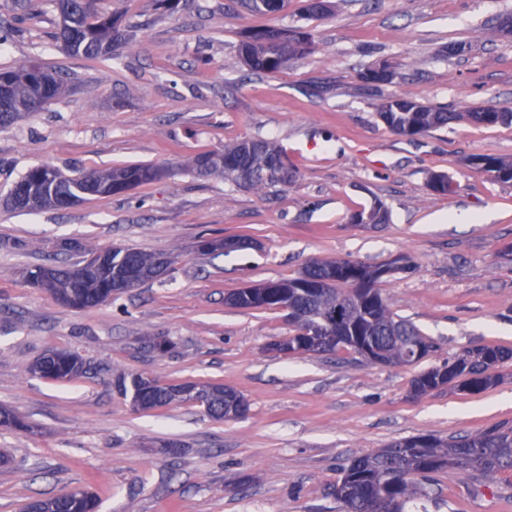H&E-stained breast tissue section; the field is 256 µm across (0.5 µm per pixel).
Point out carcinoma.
<instances>
[{
    "mask_svg": "<svg viewBox=\"0 0 512 512\" xmlns=\"http://www.w3.org/2000/svg\"><path fill=\"white\" fill-rule=\"evenodd\" d=\"M59 12L57 39L61 47L74 55L96 58L132 39L131 27L119 28L112 16L99 11L98 0H52ZM251 14L268 15L285 11L288 0H240ZM331 0H303L301 19L311 20L330 13ZM313 37L305 25L285 29L263 27L246 31L239 41V53L253 71L275 73L288 61L311 51ZM22 66L0 70V128L22 116L17 106L33 98L49 103L56 98L63 80L42 71L43 80L22 77ZM377 115L393 132L417 136L451 123L466 121L474 125L512 124V111L492 108L452 112L448 109L415 101L409 97L392 98L377 108ZM473 168L498 183H512V158L477 155L469 159ZM187 167L199 175H218L239 187L257 192L284 187L296 177L288 165L283 148L274 141L244 138L224 146L222 151H205L193 156ZM168 170L157 165L116 166L105 171H89L68 176L60 169L42 164L30 168L13 184L6 207L20 213L63 210L86 196H110L125 193L142 184L162 179ZM436 193L452 195L455 186L444 172L429 178ZM34 194L37 205L31 208L18 203L22 194ZM245 241L229 236L204 239L195 249L205 255L217 250L242 247ZM107 263L77 282L73 269L87 263L82 260L63 266H36L27 272V280L49 293L61 305L84 310L106 303L120 295L112 281L129 276L141 286L166 272L157 264L159 254L147 253L130 246L105 249ZM406 266L370 265L353 259H320L305 265L297 276L271 281L263 288H241L230 293V305L241 309H278L288 307V322L294 334L274 344L280 351L294 354L312 352L315 336H360L361 341L332 343L323 352L340 349L363 355L368 345L372 361L392 366L410 365L416 360L409 340L417 339L428 347L427 355L436 352L434 341L420 333L408 321L393 313L385 303L379 282L387 274L404 272ZM512 358V349L495 344L467 347L439 365L419 373L411 381L415 396H423L448 384V389L480 392L497 383L489 370ZM85 363L76 353L51 351L37 358L30 371L47 380H67L84 372ZM116 386L131 395L136 408L156 410L173 403L192 402L204 407L214 419L233 418L228 410L239 392L221 384H160L140 374L120 376ZM0 428L29 430L31 426L16 412L0 408ZM478 450L482 464L476 468H458L457 472L474 479H493L504 471L512 472V423L503 422L475 435L451 436L447 439L414 437L396 441L371 454L353 458L341 472L336 495L342 512H385L386 505L398 502V512H411L412 505L432 499L427 481L431 475L448 469V460L467 458ZM98 500L90 492L75 489L63 495L35 499L22 512H97Z\"/></svg>",
    "mask_w": 512,
    "mask_h": 512,
    "instance_id": "carcinoma-1",
    "label": "carcinoma"
}]
</instances>
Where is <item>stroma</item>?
I'll return each instance as SVG.
<instances>
[{"label": "stroma", "instance_id": "1", "mask_svg": "<svg viewBox=\"0 0 512 512\" xmlns=\"http://www.w3.org/2000/svg\"><path fill=\"white\" fill-rule=\"evenodd\" d=\"M136 39L97 59L63 52L51 0H0V68L36 62L60 75L42 111L0 129V198L29 168L70 173L154 164L168 176L65 210L0 206V405L39 428L0 429V512L76 487L98 512H341L332 487L356 456L421 435L475 434L512 422V359L481 392L410 394V381L461 349L512 348V184L466 166L512 157V125L457 122L413 138L392 132L377 104L408 96L455 111L512 109V35L499 31L512 0H336L301 21L296 5L250 15L235 0H100ZM307 24L311 53L272 73L251 71L241 31ZM392 82L360 75L380 62ZM257 137L285 150L297 178L259 193L186 168L201 151ZM453 179L432 192L431 174ZM388 223L351 217L375 203ZM471 215L458 223L457 215ZM238 236L244 248L201 255L199 237ZM132 246L174 259L158 280L95 308L73 310L25 273ZM411 270L384 278L392 312L439 347L401 367L349 351L285 354L284 311L238 309L224 297L294 277L309 261L349 258ZM168 341L166 353L152 342ZM69 350L83 374H30L45 351ZM221 383L244 395L243 417L216 420L193 403L133 408L114 381ZM429 512H512V473L475 487L434 474Z\"/></svg>", "mask_w": 512, "mask_h": 512}]
</instances>
